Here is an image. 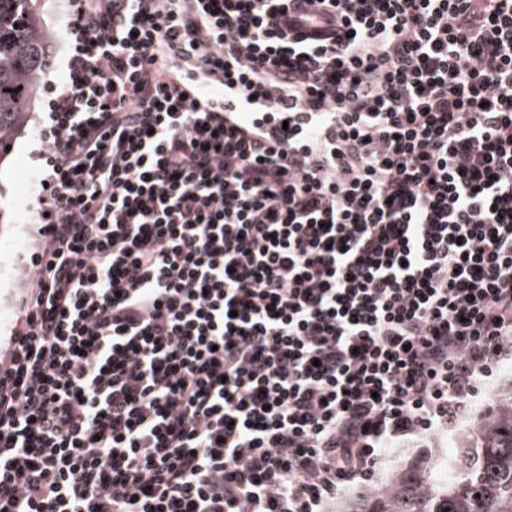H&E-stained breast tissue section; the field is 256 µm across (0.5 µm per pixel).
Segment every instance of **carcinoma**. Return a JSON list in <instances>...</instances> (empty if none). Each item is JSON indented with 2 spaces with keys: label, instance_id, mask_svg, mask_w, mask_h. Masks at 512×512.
<instances>
[{
  "label": "carcinoma",
  "instance_id": "carcinoma-1",
  "mask_svg": "<svg viewBox=\"0 0 512 512\" xmlns=\"http://www.w3.org/2000/svg\"><path fill=\"white\" fill-rule=\"evenodd\" d=\"M34 0H0V156L26 126L52 35ZM342 512H512V386L442 460L386 477Z\"/></svg>",
  "mask_w": 512,
  "mask_h": 512
}]
</instances>
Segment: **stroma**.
Masks as SVG:
<instances>
[{
	"instance_id": "obj_1",
	"label": "stroma",
	"mask_w": 512,
	"mask_h": 512,
	"mask_svg": "<svg viewBox=\"0 0 512 512\" xmlns=\"http://www.w3.org/2000/svg\"><path fill=\"white\" fill-rule=\"evenodd\" d=\"M37 8L53 34L49 65L41 81L42 89L30 114L29 122L11 150L0 159V360H5L10 339L22 327L20 313L22 287L28 281L30 266L38 251L39 238L31 228L39 189L31 174L41 166L44 149L38 132L48 124L50 85L60 84L66 75L69 35L65 23L66 0H37ZM512 386V360L501 362L489 385L472 401L469 416L447 434L436 439H419L413 444L388 448L382 454L368 484H352L339 492L338 501L352 500L367 487L377 484L389 473L409 468L419 462L447 454L457 439L488 412L499 391Z\"/></svg>"
}]
</instances>
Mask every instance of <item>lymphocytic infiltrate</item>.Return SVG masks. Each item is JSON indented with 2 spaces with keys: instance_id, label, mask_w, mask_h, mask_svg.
<instances>
[{
  "instance_id": "1",
  "label": "lymphocytic infiltrate",
  "mask_w": 512,
  "mask_h": 512,
  "mask_svg": "<svg viewBox=\"0 0 512 512\" xmlns=\"http://www.w3.org/2000/svg\"><path fill=\"white\" fill-rule=\"evenodd\" d=\"M71 7L0 512H334L456 428L512 358V0ZM224 79L209 77L204 81L203 86L208 90L211 96H220L224 98V104H229V108L236 112H255L253 106L247 105L242 99L237 97L227 87H224Z\"/></svg>"
}]
</instances>
